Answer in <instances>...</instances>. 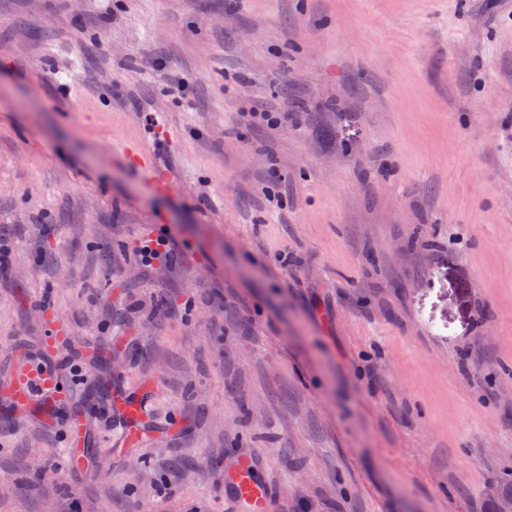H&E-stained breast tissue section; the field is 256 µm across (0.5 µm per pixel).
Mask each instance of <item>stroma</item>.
I'll return each mask as SVG.
<instances>
[{
    "label": "stroma",
    "mask_w": 512,
    "mask_h": 512,
    "mask_svg": "<svg viewBox=\"0 0 512 512\" xmlns=\"http://www.w3.org/2000/svg\"><path fill=\"white\" fill-rule=\"evenodd\" d=\"M0 231V389L46 309L100 343L53 426L0 402V512H237L245 452L274 512L512 479V0H0Z\"/></svg>",
    "instance_id": "35a3bbf8"
}]
</instances>
